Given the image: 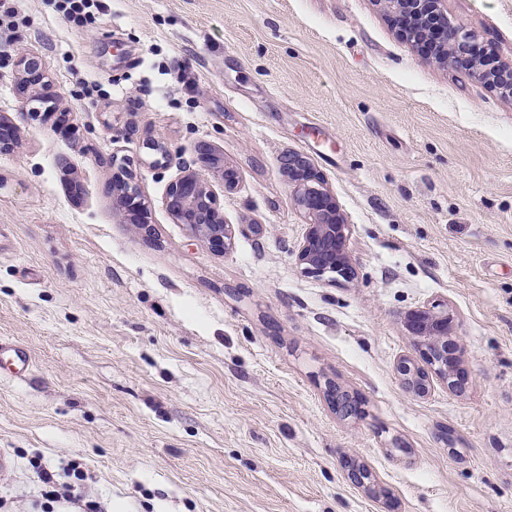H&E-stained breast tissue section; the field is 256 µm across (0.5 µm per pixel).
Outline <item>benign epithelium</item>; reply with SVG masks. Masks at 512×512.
<instances>
[{
  "instance_id": "7a95c632",
  "label": "benign epithelium",
  "mask_w": 512,
  "mask_h": 512,
  "mask_svg": "<svg viewBox=\"0 0 512 512\" xmlns=\"http://www.w3.org/2000/svg\"><path fill=\"white\" fill-rule=\"evenodd\" d=\"M378 2L408 40L413 42L432 29L437 32L443 48L449 47L460 58H465L469 36L461 23L448 18L441 8V0ZM22 65L27 83L34 86L45 84V73L36 58H26ZM472 72L512 99V63L500 62L492 73L476 64ZM288 178L297 188L299 202L309 217L307 231L296 253L298 263L305 266L307 272L318 276L328 272L349 275L350 260L345 251L347 225L343 224L334 199L300 155L288 157ZM166 207L177 221L186 225L192 237L208 240L218 251L231 247L233 227L224 223L218 198L208 189L201 173L189 169L173 182L168 190ZM448 320V310L438 303L411 311L405 317V325L416 339L420 358L434 368L448 388L457 389L460 387L456 373L457 357L448 347ZM396 371L408 387L419 393L426 391V375L413 357H401Z\"/></svg>"
}]
</instances>
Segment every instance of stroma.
Here are the masks:
<instances>
[{"label":"stroma","mask_w":512,"mask_h":512,"mask_svg":"<svg viewBox=\"0 0 512 512\" xmlns=\"http://www.w3.org/2000/svg\"><path fill=\"white\" fill-rule=\"evenodd\" d=\"M102 4L78 27L54 0H0V338L33 360L0 367V497L41 512L32 461L76 459L122 512H512V100L429 61L378 0ZM441 7L512 63V0ZM25 53L51 111L20 86ZM292 152L349 227L351 278L297 263ZM190 168L235 229L226 252L166 208ZM433 301L462 390L418 396L396 363L405 314ZM330 382L361 417L336 415Z\"/></svg>","instance_id":"obj_1"}]
</instances>
